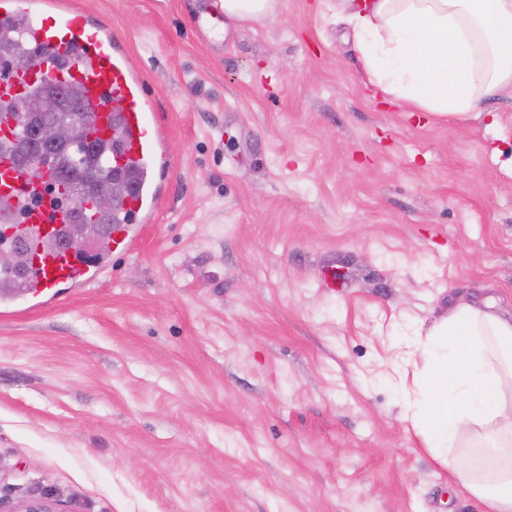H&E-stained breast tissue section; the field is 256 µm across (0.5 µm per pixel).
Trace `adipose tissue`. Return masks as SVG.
<instances>
[{
    "label": "adipose tissue",
    "mask_w": 512,
    "mask_h": 512,
    "mask_svg": "<svg viewBox=\"0 0 512 512\" xmlns=\"http://www.w3.org/2000/svg\"><path fill=\"white\" fill-rule=\"evenodd\" d=\"M341 4L384 99L458 125L512 91V0ZM406 347L393 367L403 420L485 512H512V315L459 302Z\"/></svg>",
    "instance_id": "obj_1"
}]
</instances>
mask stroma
I'll use <instances>...</instances> for the list:
<instances>
[{
    "label": "stroma",
    "instance_id": "35a3bbf8",
    "mask_svg": "<svg viewBox=\"0 0 512 512\" xmlns=\"http://www.w3.org/2000/svg\"><path fill=\"white\" fill-rule=\"evenodd\" d=\"M108 22L175 166L85 288L0 311V498L58 512H485L401 417L393 339L512 313V95L426 123L366 87L336 0L230 30L212 0ZM1 512H58L55 503L50 497L41 496L24 500L15 505L6 507L0 499Z\"/></svg>",
    "mask_w": 512,
    "mask_h": 512
}]
</instances>
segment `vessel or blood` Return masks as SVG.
<instances>
[{"instance_id":"1","label":"vessel or blood","mask_w":512,"mask_h":512,"mask_svg":"<svg viewBox=\"0 0 512 512\" xmlns=\"http://www.w3.org/2000/svg\"><path fill=\"white\" fill-rule=\"evenodd\" d=\"M20 21L25 40L50 57L54 67L44 76L19 70L0 79V106H13L46 84L79 87L104 141H120L117 157L133 186L124 202L126 223L113 229L106 250L88 261L52 245L73 219L72 207L42 196L54 181L52 170L33 180L14 169L8 157H0V225H20L34 245L21 287L28 296L50 301L59 289L96 283L111 268L113 256L133 249L134 237L143 225L154 223L161 209L174 159L166 128L155 116V100L111 25L88 23L63 0H0V29H13Z\"/></svg>"}]
</instances>
